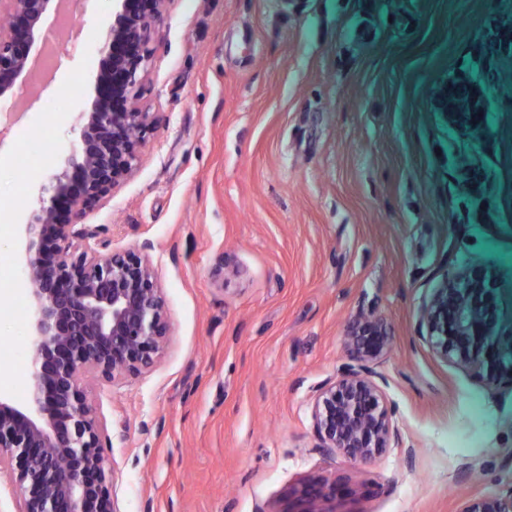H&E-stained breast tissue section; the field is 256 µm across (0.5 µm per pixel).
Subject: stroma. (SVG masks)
I'll return each instance as SVG.
<instances>
[{"instance_id":"1","label":"stroma","mask_w":512,"mask_h":512,"mask_svg":"<svg viewBox=\"0 0 512 512\" xmlns=\"http://www.w3.org/2000/svg\"><path fill=\"white\" fill-rule=\"evenodd\" d=\"M112 0H76L49 76L16 91L0 140V394L30 383L27 290L13 242L94 89ZM512 0H174L142 106L167 118L88 217L110 250L150 244L171 344L136 378L89 384L121 512H297L302 481L335 512H460L512 489V384L417 338L442 278L480 265L512 324V59L490 24ZM480 82L472 139L429 108L443 76ZM238 267L217 280L218 259ZM382 318L399 441L368 463L318 446L313 393ZM338 487L336 483L326 480H311L295 490L300 500L306 502L307 508L297 512H335L332 503L336 500Z\"/></svg>"}]
</instances>
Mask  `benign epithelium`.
<instances>
[{
  "instance_id": "7a95c632",
  "label": "benign epithelium",
  "mask_w": 512,
  "mask_h": 512,
  "mask_svg": "<svg viewBox=\"0 0 512 512\" xmlns=\"http://www.w3.org/2000/svg\"><path fill=\"white\" fill-rule=\"evenodd\" d=\"M174 0H113L112 23L97 47L94 98L79 113L64 167L37 188L38 205L21 225L20 279L28 288L30 385L0 397V475L14 512H120L105 424L87 382L110 384L154 368L171 340L164 288L148 246L101 252L86 224L135 171L150 134L166 123L141 106L152 42ZM66 0H0V101L29 79L47 45L43 21ZM431 111L457 133L477 137L480 87L445 77L430 92ZM418 339L442 362L512 383V330H503L496 277L479 266L446 275L420 309ZM346 363L315 390L314 427L328 456L371 461L399 441L373 362L389 348L384 321L352 320ZM338 487L311 480L295 490L303 512H336ZM460 512H512V489L464 502Z\"/></svg>"
}]
</instances>
